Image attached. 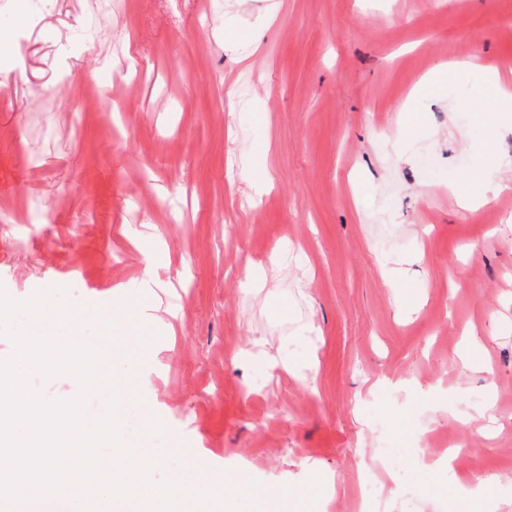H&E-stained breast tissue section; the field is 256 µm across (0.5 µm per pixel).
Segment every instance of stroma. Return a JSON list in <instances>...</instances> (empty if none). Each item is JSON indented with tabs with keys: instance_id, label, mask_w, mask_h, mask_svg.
Wrapping results in <instances>:
<instances>
[{
	"instance_id": "35a3bbf8",
	"label": "stroma",
	"mask_w": 512,
	"mask_h": 512,
	"mask_svg": "<svg viewBox=\"0 0 512 512\" xmlns=\"http://www.w3.org/2000/svg\"><path fill=\"white\" fill-rule=\"evenodd\" d=\"M0 41V287L113 341L85 412L119 399L152 483L187 460L188 488L246 471L244 512H457L480 477L512 512V120L472 110L512 0H0ZM383 446L407 454L371 504Z\"/></svg>"
}]
</instances>
